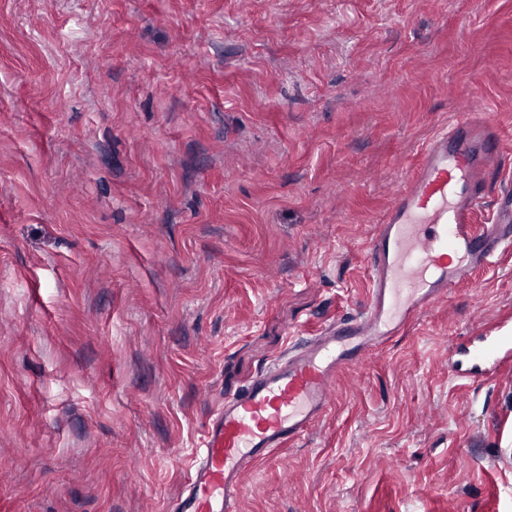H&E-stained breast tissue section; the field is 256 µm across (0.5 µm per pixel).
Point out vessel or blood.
I'll list each match as a JSON object with an SVG mask.
<instances>
[{
    "label": "vessel or blood",
    "instance_id": "b4317fda",
    "mask_svg": "<svg viewBox=\"0 0 512 512\" xmlns=\"http://www.w3.org/2000/svg\"><path fill=\"white\" fill-rule=\"evenodd\" d=\"M501 153L499 126L486 112L459 113L429 139L372 235L367 304L225 397L193 443L185 490L172 512H240L245 474L322 420L341 370L401 335L512 245V181L500 172ZM492 193L494 219L475 223ZM511 353L512 329L504 328L475 358L492 365Z\"/></svg>",
    "mask_w": 512,
    "mask_h": 512
}]
</instances>
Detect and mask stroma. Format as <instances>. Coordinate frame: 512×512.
I'll list each match as a JSON object with an SVG mask.
<instances>
[{"label":"stroma","instance_id":"obj_1","mask_svg":"<svg viewBox=\"0 0 512 512\" xmlns=\"http://www.w3.org/2000/svg\"><path fill=\"white\" fill-rule=\"evenodd\" d=\"M492 113L512 0H0V512H170L225 395L366 302L425 143ZM512 251L336 378L241 512H512ZM512 353V329L502 328L497 336H493L491 341L478 351L475 360L489 364L485 373L489 371L496 361L505 359L509 353Z\"/></svg>","mask_w":512,"mask_h":512}]
</instances>
